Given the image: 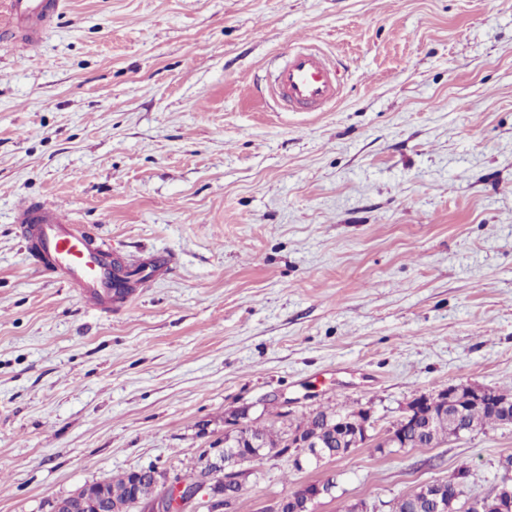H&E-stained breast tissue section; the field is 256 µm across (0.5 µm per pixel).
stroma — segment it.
I'll use <instances>...</instances> for the list:
<instances>
[{"label":"stroma","instance_id":"stroma-1","mask_svg":"<svg viewBox=\"0 0 512 512\" xmlns=\"http://www.w3.org/2000/svg\"><path fill=\"white\" fill-rule=\"evenodd\" d=\"M0 32V512H54L154 466L211 480L224 419L284 430L512 388V0H63ZM328 55L341 94L288 112L268 74ZM120 260L167 268L110 312L36 267L23 202ZM512 425L246 465L233 512L333 479L315 512L469 471L488 494ZM10 12L19 21L26 19V25L30 29L29 41L37 39L41 23L47 20L52 14L59 10L61 2L51 0L44 2L38 12L33 13L25 0H10Z\"/></svg>","mask_w":512,"mask_h":512}]
</instances>
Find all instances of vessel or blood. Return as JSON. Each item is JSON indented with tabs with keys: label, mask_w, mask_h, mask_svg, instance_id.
<instances>
[{
	"label": "vessel or blood",
	"mask_w": 512,
	"mask_h": 512,
	"mask_svg": "<svg viewBox=\"0 0 512 512\" xmlns=\"http://www.w3.org/2000/svg\"><path fill=\"white\" fill-rule=\"evenodd\" d=\"M9 5L11 14L25 21L29 36L34 39L41 23L59 10L60 0H44L36 12L31 11L26 0H9ZM339 94L336 69L322 52L307 45L295 48L272 86L273 98L293 109L316 110ZM17 221L25 235L34 238V257L46 271L74 288L91 307L110 308L114 296L110 271L101 263L99 247L67 210L26 203L19 207Z\"/></svg>",
	"instance_id": "vessel-or-blood-1"
}]
</instances>
